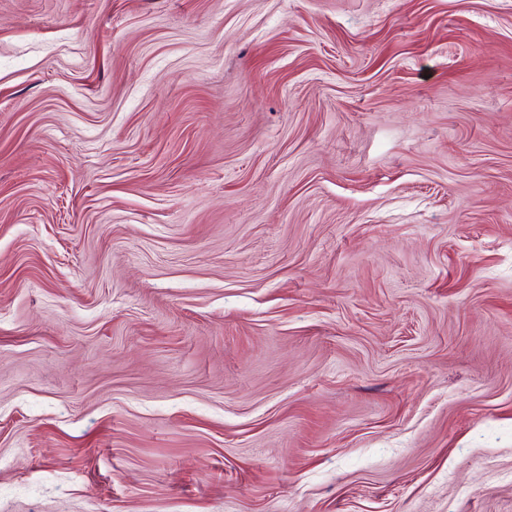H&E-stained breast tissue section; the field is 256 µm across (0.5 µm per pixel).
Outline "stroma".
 I'll return each mask as SVG.
<instances>
[{"instance_id":"stroma-1","label":"stroma","mask_w":512,"mask_h":512,"mask_svg":"<svg viewBox=\"0 0 512 512\" xmlns=\"http://www.w3.org/2000/svg\"><path fill=\"white\" fill-rule=\"evenodd\" d=\"M0 512H512V0H0Z\"/></svg>"}]
</instances>
